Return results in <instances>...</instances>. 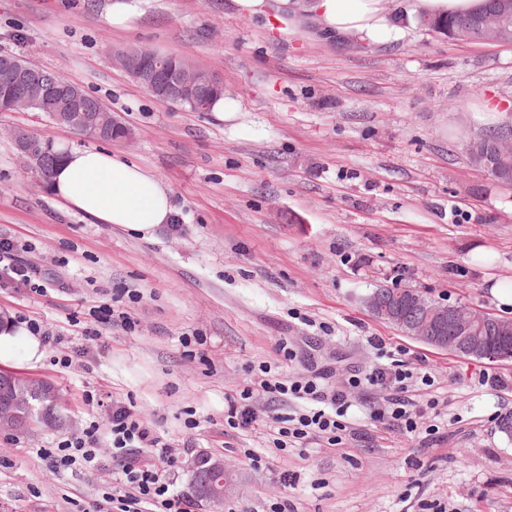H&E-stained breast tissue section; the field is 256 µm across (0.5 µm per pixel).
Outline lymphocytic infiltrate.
Returning <instances> with one entry per match:
<instances>
[{
    "mask_svg": "<svg viewBox=\"0 0 512 512\" xmlns=\"http://www.w3.org/2000/svg\"><path fill=\"white\" fill-rule=\"evenodd\" d=\"M36 269L18 255L17 243L0 237V288L28 287L42 292L33 277ZM255 386L244 387L239 394L227 397L224 424L231 429L246 428L256 423V393L277 400L288 397L304 403L302 412L274 417L272 444L278 450L303 444L309 438L322 437L328 444L341 442L347 431L351 403L345 391L326 392L317 379L284 380L271 373L268 366L255 372ZM413 374L405 364L394 360L375 367L365 377H352L351 387L368 384L390 391L385 404L372 411L373 419L407 432L418 428L416 415L405 394L412 385ZM88 423L82 433L40 449L39 454L49 469L55 471L101 470L104 461L112 463L113 490L91 504V512H196L194 503L171 490L165 477L168 467L176 462L172 444L137 415L125 403L113 402L106 414H99L97 395L86 394ZM109 442V456H102L101 442Z\"/></svg>",
    "mask_w": 512,
    "mask_h": 512,
    "instance_id": "obj_1",
    "label": "lymphocytic infiltrate"
}]
</instances>
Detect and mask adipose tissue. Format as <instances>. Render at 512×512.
Instances as JSON below:
<instances>
[{
	"label": "adipose tissue",
	"instance_id": "adipose-tissue-1",
	"mask_svg": "<svg viewBox=\"0 0 512 512\" xmlns=\"http://www.w3.org/2000/svg\"><path fill=\"white\" fill-rule=\"evenodd\" d=\"M310 10L319 28L329 34L387 42L403 36L401 28L391 25L382 0H312ZM49 189L66 207L144 238L174 219L170 187L151 170L107 150L63 146ZM19 349L33 366L44 357L39 337L26 324L4 315L0 363L12 361Z\"/></svg>",
	"mask_w": 512,
	"mask_h": 512
}]
</instances>
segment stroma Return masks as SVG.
Returning a JSON list of instances; mask_svg holds the SVG:
<instances>
[{
	"label": "stroma",
	"mask_w": 512,
	"mask_h": 512,
	"mask_svg": "<svg viewBox=\"0 0 512 512\" xmlns=\"http://www.w3.org/2000/svg\"><path fill=\"white\" fill-rule=\"evenodd\" d=\"M111 7L0 0V52L55 70L136 133L103 143L40 112H0V235L25 245L44 287L0 288V313L67 336L77 319L96 333L63 346L86 345L88 368L18 360L9 370L55 384L78 423L91 391L132 405L175 448L223 459L238 476L223 512L277 502L288 512H512V438L499 428L512 418V360L430 347L364 303L398 286L512 319L486 286L512 280V187L466 150L512 124V45L455 41L416 22L395 42L368 44L320 33L310 12L279 0L253 18L229 0H140L129 30L107 24ZM133 46L206 66L224 85L223 119L133 81L112 61ZM16 129L154 171L173 192L175 225L144 239L61 208L28 170ZM104 302L130 312L135 331L92 319ZM393 358L430 380L408 393L413 433L371 419L386 392L347 386ZM259 364L347 389L341 444L273 448L272 417L298 408L285 399L258 398L256 423L225 429V397ZM64 437L0 432V512H76L111 491V471L46 467L37 448Z\"/></svg>",
	"instance_id": "35a3bbf8"
}]
</instances>
